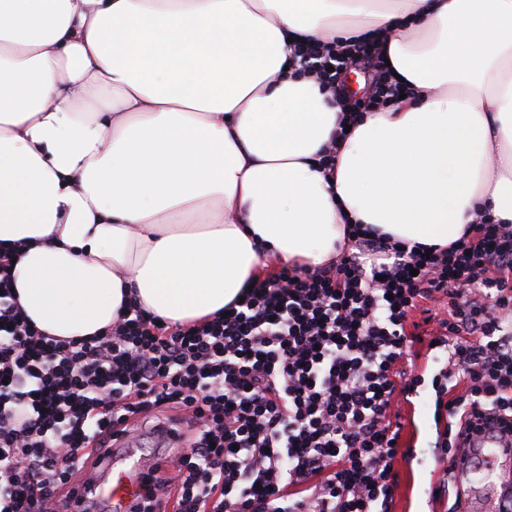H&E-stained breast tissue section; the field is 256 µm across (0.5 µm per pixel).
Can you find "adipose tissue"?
Returning a JSON list of instances; mask_svg holds the SVG:
<instances>
[{"instance_id":"adipose-tissue-1","label":"adipose tissue","mask_w":512,"mask_h":512,"mask_svg":"<svg viewBox=\"0 0 512 512\" xmlns=\"http://www.w3.org/2000/svg\"><path fill=\"white\" fill-rule=\"evenodd\" d=\"M380 38L411 93L320 150L339 109L292 39ZM512 222V0H0V243L45 335L129 298L172 323L344 227L448 246Z\"/></svg>"}]
</instances>
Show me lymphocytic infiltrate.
<instances>
[{
  "instance_id": "lymphocytic-infiltrate-1",
  "label": "lymphocytic infiltrate",
  "mask_w": 512,
  "mask_h": 512,
  "mask_svg": "<svg viewBox=\"0 0 512 512\" xmlns=\"http://www.w3.org/2000/svg\"><path fill=\"white\" fill-rule=\"evenodd\" d=\"M301 70L336 94L335 68L385 61L313 39ZM335 261L257 277L229 316L159 322L129 305L92 338L58 339L11 298L19 247L0 248V512H96L112 443L173 412L181 448L158 450L135 512H393L413 359L446 350L432 379L446 492L461 448L495 421L512 440V224L479 213L445 247L347 225ZM435 323L412 328L413 313Z\"/></svg>"
}]
</instances>
